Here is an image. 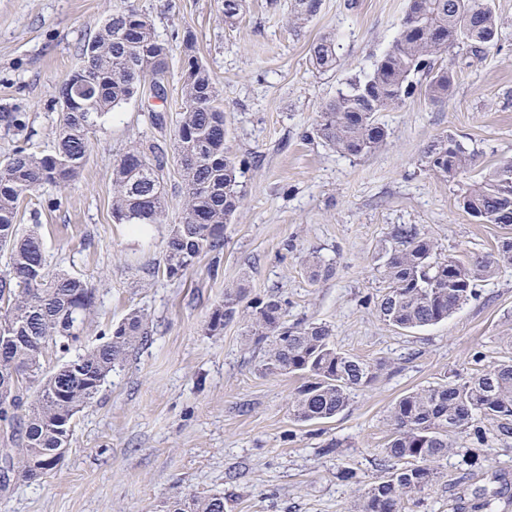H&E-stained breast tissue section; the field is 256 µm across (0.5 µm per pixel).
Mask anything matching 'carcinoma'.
Listing matches in <instances>:
<instances>
[{
	"label": "carcinoma",
	"mask_w": 512,
	"mask_h": 512,
	"mask_svg": "<svg viewBox=\"0 0 512 512\" xmlns=\"http://www.w3.org/2000/svg\"><path fill=\"white\" fill-rule=\"evenodd\" d=\"M322 0H294L292 21L304 24L320 11ZM224 23L246 13V0H223ZM499 22L488 0H408L396 35L372 70L346 82L319 113L313 133L334 151L360 156L388 137L377 114L402 105L419 92L434 102L448 98L454 74L438 59L461 48L476 58L499 38ZM181 111L172 142L180 167L183 214L170 225L164 273L179 280L201 256L220 254L224 228L243 200L241 163L224 152L226 119L220 91L208 66L195 54V37L181 38ZM172 47L159 39L149 14L135 8L112 11L82 49L81 64L58 88L59 114L53 145L36 150L29 113L0 105V128L13 137L11 153L0 162V444L11 452L8 473L0 471V495L17 482H35L58 466L73 436L79 412L93 403L109 375L130 350L149 335L148 318L129 312L83 344L90 317L98 309L100 288L83 277L49 269L39 225L19 229L21 204L43 185L65 187L82 173L90 139L123 103L136 97L145 80L161 100L167 88ZM321 70L336 67V41L323 37L311 48ZM430 171L461 181L476 158L453 136L434 142L424 153ZM167 156L158 144L134 146L113 164L112 221L140 228L164 223V171ZM483 224L512 225V160L488 169L461 195ZM386 283L377 301L383 321L404 330L437 324L476 297L477 282L512 266V239L490 253L464 252L437 257L436 246L414 224L392 226L377 258ZM247 289H224V302L208 321L211 335L240 309L250 333L272 338L265 371L294 374L303 383L290 406L296 421L320 423L346 409L352 392L369 386L381 364L336 348L328 326L288 327L284 303L270 295L246 301ZM62 363L43 369L48 351ZM390 437L378 467L380 475L354 499L348 512H406V505L439 478V463L459 440L496 441L512 447V356L490 369L456 375L400 397L388 414ZM162 512H234L221 495L189 494L166 500Z\"/></svg>",
	"instance_id": "obj_1"
}]
</instances>
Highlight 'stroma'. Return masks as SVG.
I'll use <instances>...</instances> for the list:
<instances>
[{
  "label": "stroma",
  "mask_w": 512,
  "mask_h": 512,
  "mask_svg": "<svg viewBox=\"0 0 512 512\" xmlns=\"http://www.w3.org/2000/svg\"><path fill=\"white\" fill-rule=\"evenodd\" d=\"M171 43L167 97L135 98L114 109L91 138L78 180L33 192L22 226L38 222L51 269L87 278L105 297L94 324L106 327L145 310L151 330L76 418L62 465L0 495V512H159L175 495L222 493L235 512H346L378 476L387 415L405 393L491 367L512 355V267L482 282L476 299L438 324L387 325L374 307L385 284L376 257L392 225L414 224L441 254L485 253L512 226L480 224L459 205L461 183L424 167V151L451 135L477 154L476 173L512 159V0H489L501 34L489 52L452 57L445 101L415 94L380 113L389 136L361 156H343L310 138L324 103L351 75L370 71L391 44L407 0H322L303 27L290 0L270 11L247 0L243 20L225 25L222 0H133ZM123 0H0V103L20 104L50 148L57 90L83 46ZM195 35L196 54L223 93L226 150L244 159V205L224 230L218 273L201 257L181 280L163 273L170 225L182 216L175 156L167 158V221L142 233L112 221V168L136 143L171 147L172 129L154 130L147 108L181 106L178 36ZM336 40L338 63L315 69L310 46ZM317 254L327 271L312 277ZM246 282L250 298L280 295L285 321L330 326L337 348L385 368L335 418L297 422L293 375L262 365L269 341L238 317L210 335L225 286ZM335 451H328L330 442ZM441 478L409 512H512V447L456 449Z\"/></svg>",
  "instance_id": "1"
}]
</instances>
